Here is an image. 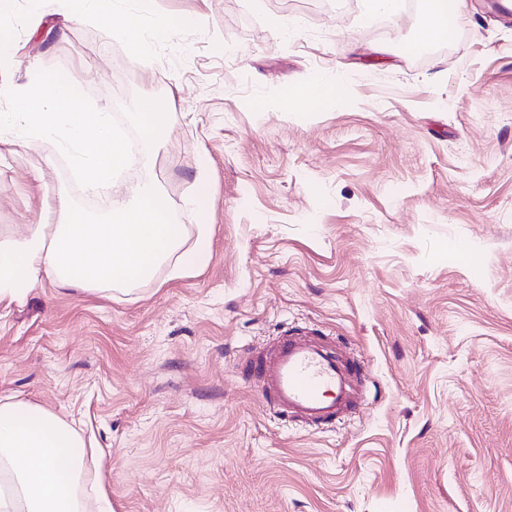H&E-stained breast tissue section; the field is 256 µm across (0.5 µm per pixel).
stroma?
Instances as JSON below:
<instances>
[{"label":"stroma","instance_id":"obj_1","mask_svg":"<svg viewBox=\"0 0 512 512\" xmlns=\"http://www.w3.org/2000/svg\"><path fill=\"white\" fill-rule=\"evenodd\" d=\"M465 0L423 54L364 0H117L64 20L0 7V112L68 79L122 130L166 112L155 174L200 267L127 294L43 279L0 304V396L75 424L114 512H512V21ZM158 34L148 63L122 30ZM333 74L335 102L289 107ZM88 206L56 141L0 132V239L53 196ZM206 194V211L198 196ZM365 370L330 429L284 426L245 380L282 332Z\"/></svg>","mask_w":512,"mask_h":512}]
</instances>
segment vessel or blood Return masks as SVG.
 Wrapping results in <instances>:
<instances>
[{
    "label": "vessel or blood",
    "mask_w": 512,
    "mask_h": 512,
    "mask_svg": "<svg viewBox=\"0 0 512 512\" xmlns=\"http://www.w3.org/2000/svg\"><path fill=\"white\" fill-rule=\"evenodd\" d=\"M276 419L317 428L357 407L363 384L350 359L310 336L283 335L248 366Z\"/></svg>",
    "instance_id": "vessel-or-blood-1"
}]
</instances>
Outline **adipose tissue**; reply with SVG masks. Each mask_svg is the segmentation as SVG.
Wrapping results in <instances>:
<instances>
[{"mask_svg":"<svg viewBox=\"0 0 512 512\" xmlns=\"http://www.w3.org/2000/svg\"><path fill=\"white\" fill-rule=\"evenodd\" d=\"M339 81L323 75L295 89L293 108L314 111L335 99ZM0 127L15 140L56 135L77 171L92 183L110 182L128 153L106 110L80 112L69 84L33 86L14 108L0 113ZM185 225L171 223L157 184L139 178L112 223L56 224L43 214L29 234L0 240V302L20 300L42 278L62 287L126 292L150 279L160 262L177 259L198 267L207 259V228L198 225L192 251H184ZM86 443L50 411L12 397H0V512H112L100 481L86 482Z\"/></svg>","mask_w":512,"mask_h":512,"instance_id":"1","label":"adipose tissue"}]
</instances>
